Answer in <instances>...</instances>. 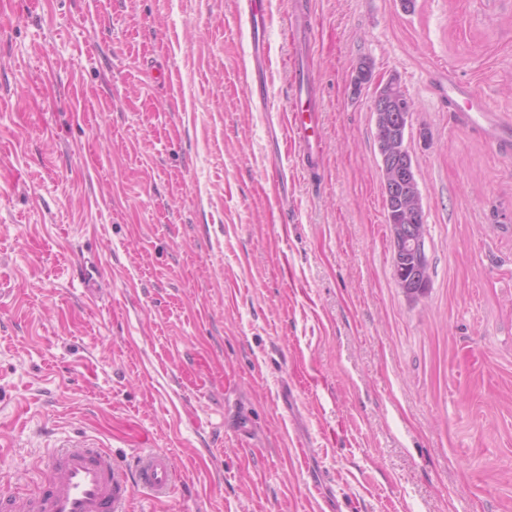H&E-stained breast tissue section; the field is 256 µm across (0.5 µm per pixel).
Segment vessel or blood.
I'll return each instance as SVG.
<instances>
[{"mask_svg":"<svg viewBox=\"0 0 512 512\" xmlns=\"http://www.w3.org/2000/svg\"><path fill=\"white\" fill-rule=\"evenodd\" d=\"M292 31L296 40L311 42L309 0H292ZM239 19L248 25L252 41L244 71L251 94L267 95V58L263 54L266 11L263 0H246ZM293 108L286 116V131L300 152L308 173L322 165L323 141L318 108L310 90L305 58L294 61ZM44 481L37 492L0 493V512H127L133 488L151 497H169L178 473L169 454L140 449L133 463L110 450L83 442L53 450L44 458Z\"/></svg>","mask_w":512,"mask_h":512,"instance_id":"vessel-or-blood-1","label":"vessel or blood"}]
</instances>
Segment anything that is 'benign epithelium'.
<instances>
[{"label":"benign epithelium","instance_id":"7a95c632","mask_svg":"<svg viewBox=\"0 0 512 512\" xmlns=\"http://www.w3.org/2000/svg\"><path fill=\"white\" fill-rule=\"evenodd\" d=\"M396 84L390 79L376 85L372 111L375 127L385 131L378 142L383 192L388 204L399 207L408 201H422V195L414 160L406 151L411 102L408 95L396 93ZM390 234L400 287L410 295L424 293L429 282L424 225L392 224Z\"/></svg>","mask_w":512,"mask_h":512}]
</instances>
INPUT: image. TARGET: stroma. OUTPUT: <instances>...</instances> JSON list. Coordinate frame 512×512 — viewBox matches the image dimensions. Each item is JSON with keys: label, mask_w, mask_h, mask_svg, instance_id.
Here are the masks:
<instances>
[{"label": "stroma", "mask_w": 512, "mask_h": 512, "mask_svg": "<svg viewBox=\"0 0 512 512\" xmlns=\"http://www.w3.org/2000/svg\"><path fill=\"white\" fill-rule=\"evenodd\" d=\"M267 2L252 110L239 0H0V491L86 437L173 458L129 512H512V0H311L314 184ZM362 64L411 100L417 298Z\"/></svg>", "instance_id": "35a3bbf8"}]
</instances>
